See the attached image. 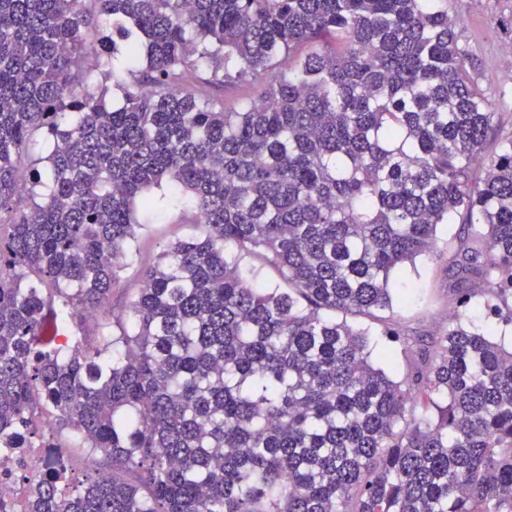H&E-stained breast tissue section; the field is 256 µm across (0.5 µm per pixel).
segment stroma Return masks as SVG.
<instances>
[{
	"label": "stroma",
	"instance_id": "35a3bbf8",
	"mask_svg": "<svg viewBox=\"0 0 512 512\" xmlns=\"http://www.w3.org/2000/svg\"><path fill=\"white\" fill-rule=\"evenodd\" d=\"M448 14L455 20L459 39L469 52L471 77L495 113L497 133L484 145V153L490 157L498 149L500 135L512 133V79L505 77L502 67L504 53L512 48V0H448ZM195 233V226L185 223L182 212L176 209L167 210L161 221L145 225L134 244L140 261L126 265L122 285L112 293V304L122 306L134 297L140 264L154 263L166 244ZM454 246L448 231L439 230L433 254L393 271L394 308L388 325L372 327L375 351H392L395 360L404 361L409 353L429 346L447 325L449 313L457 310L474 324L489 323L480 299L462 303L451 286L447 265ZM406 334L416 336L417 344L405 345L402 337Z\"/></svg>",
	"mask_w": 512,
	"mask_h": 512
}]
</instances>
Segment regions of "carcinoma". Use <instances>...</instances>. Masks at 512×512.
Masks as SVG:
<instances>
[{"label":"carcinoma","instance_id":"obj_1","mask_svg":"<svg viewBox=\"0 0 512 512\" xmlns=\"http://www.w3.org/2000/svg\"><path fill=\"white\" fill-rule=\"evenodd\" d=\"M467 62L448 0H0V452L47 449L30 512H512L496 329L454 314L398 378L347 321L459 222L454 287L512 324V136L485 159ZM162 187L199 234L109 306ZM46 412L105 462L80 488Z\"/></svg>","mask_w":512,"mask_h":512}]
</instances>
